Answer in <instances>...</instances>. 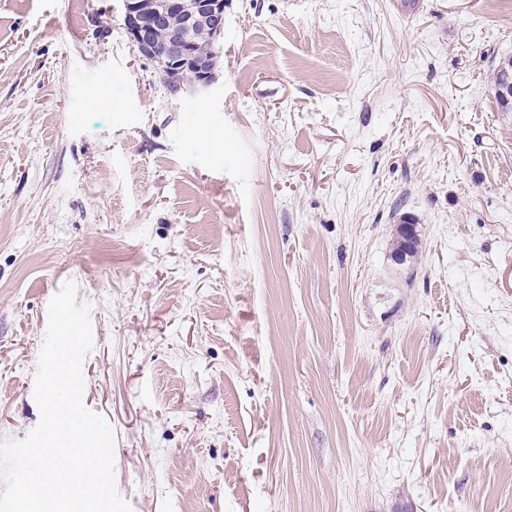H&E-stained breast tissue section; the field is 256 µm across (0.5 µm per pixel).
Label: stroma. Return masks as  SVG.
I'll return each instance as SVG.
<instances>
[{"label":"stroma","instance_id":"obj_1","mask_svg":"<svg viewBox=\"0 0 512 512\" xmlns=\"http://www.w3.org/2000/svg\"><path fill=\"white\" fill-rule=\"evenodd\" d=\"M224 18L174 95L121 0H0V441L72 280L133 512H512V0ZM498 67V68H497ZM511 77L512 79V59H504L499 62L496 68L493 71V75L491 77L492 85H496L501 82L502 79H506ZM494 91L496 96L509 98L512 96V83L511 81H506L503 84L496 85L494 87ZM396 235L402 246L399 251L391 255V259L396 267L401 268L406 264L407 259L422 247L419 224H415L413 218L406 215L402 218L400 224L396 225Z\"/></svg>","mask_w":512,"mask_h":512}]
</instances>
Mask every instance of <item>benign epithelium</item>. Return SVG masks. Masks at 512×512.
<instances>
[{"label": "benign epithelium", "mask_w": 512, "mask_h": 512, "mask_svg": "<svg viewBox=\"0 0 512 512\" xmlns=\"http://www.w3.org/2000/svg\"><path fill=\"white\" fill-rule=\"evenodd\" d=\"M225 0H123L124 29L137 53L155 64L164 83L190 66L195 70L193 91H209L215 75L201 53L199 32L214 37L224 34ZM401 249L391 255L402 267L422 247L421 231L406 215L396 225Z\"/></svg>", "instance_id": "7a95c632"}]
</instances>
